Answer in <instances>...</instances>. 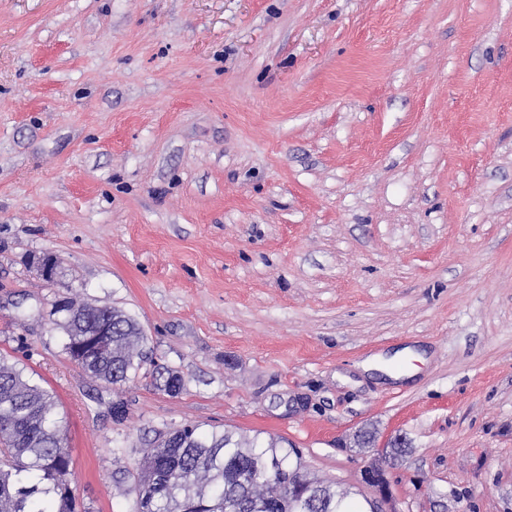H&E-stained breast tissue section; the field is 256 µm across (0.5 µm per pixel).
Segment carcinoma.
I'll use <instances>...</instances> for the list:
<instances>
[{"mask_svg":"<svg viewBox=\"0 0 512 512\" xmlns=\"http://www.w3.org/2000/svg\"><path fill=\"white\" fill-rule=\"evenodd\" d=\"M59 311L81 314L64 348L89 377L120 386L151 363L147 338L125 312L88 311L72 298ZM102 319L112 321L106 351L90 346ZM155 380L165 392L185 388L174 370ZM65 424L56 395L1 357L0 512H88L71 487ZM286 444L199 424L160 432L142 450L140 477L133 478L137 512H359L348 492L308 472L299 449ZM282 468L298 478L297 488L280 482Z\"/></svg>","mask_w":512,"mask_h":512,"instance_id":"1","label":"carcinoma"}]
</instances>
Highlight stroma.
I'll return each mask as SVG.
<instances>
[{"instance_id": "obj_1", "label": "stroma", "mask_w": 512, "mask_h": 512, "mask_svg": "<svg viewBox=\"0 0 512 512\" xmlns=\"http://www.w3.org/2000/svg\"><path fill=\"white\" fill-rule=\"evenodd\" d=\"M60 296L184 390L88 377ZM406 346L411 381L362 372ZM0 356L57 396L89 512H135L137 447L185 423L360 504L402 434L396 512H512V0H0Z\"/></svg>"}]
</instances>
